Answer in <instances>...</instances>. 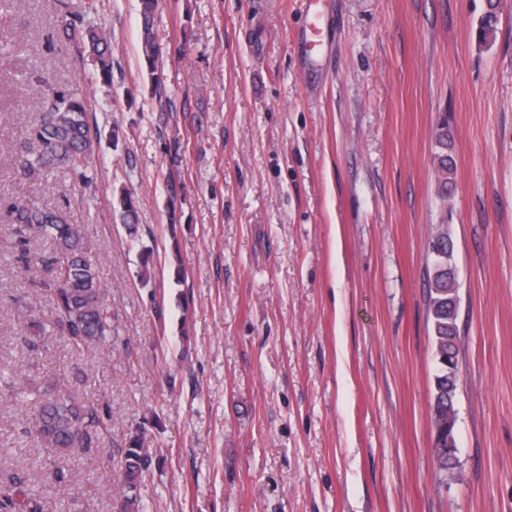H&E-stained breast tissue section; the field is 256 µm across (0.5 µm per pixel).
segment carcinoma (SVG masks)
Instances as JSON below:
<instances>
[{
    "label": "carcinoma",
    "mask_w": 512,
    "mask_h": 512,
    "mask_svg": "<svg viewBox=\"0 0 512 512\" xmlns=\"http://www.w3.org/2000/svg\"><path fill=\"white\" fill-rule=\"evenodd\" d=\"M98 0H80L78 9L62 5L56 34L62 44L77 41L87 61L80 82L112 80V49L107 30L95 21ZM159 0H140L141 61L152 81V89L161 85L156 62L160 44L154 30ZM500 14L485 13L475 29L480 44L496 39ZM38 118L25 128L21 146L15 155V165L28 180L40 178L44 172L62 170L78 175L90 185L94 174L90 163L98 145V132L90 123L82 89L78 86L56 90L37 104ZM433 172L441 194H446L456 176L452 155H433ZM130 240H139L136 207L126 193L113 200ZM10 235L19 250L21 260L42 270L39 282L50 306L53 331L76 352L101 348L112 335V312L107 304L108 289L100 279L91 260L93 245L85 226L73 224L62 208L48 207L38 202L19 199L10 206ZM50 243L49 249L36 248L38 242ZM441 246L447 259L428 257L426 321L434 359L433 389L430 406H443L448 411V424L438 427L430 417L432 429H440L438 446L432 456L441 460L437 472L448 471L455 477L456 455L448 449L457 447V419L452 411L457 401L459 382L448 378L440 358L452 351L451 339L460 335L458 318L460 288L448 267L455 263L454 241L446 232ZM23 316L34 329L33 341L48 342L49 336L35 316L33 306L24 305ZM104 421L98 410L80 401L69 387L55 388L37 408L34 437L44 447L54 450L60 467L46 475L49 482L62 478L63 465L80 452L94 447L99 441ZM146 427L140 424L128 433L124 448V482L119 490L118 512H143L138 488L152 464L146 445ZM0 512H41V505L26 493L19 482L0 489Z\"/></svg>",
    "instance_id": "1"
}]
</instances>
